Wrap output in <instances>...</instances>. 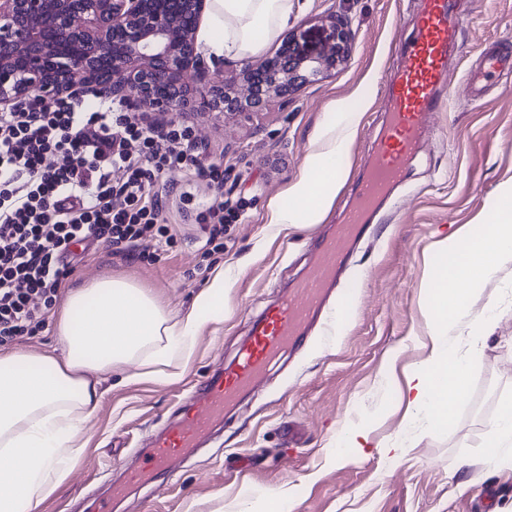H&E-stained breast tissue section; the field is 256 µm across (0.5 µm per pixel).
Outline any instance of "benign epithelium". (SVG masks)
<instances>
[{
  "instance_id": "7a95c632",
  "label": "benign epithelium",
  "mask_w": 512,
  "mask_h": 512,
  "mask_svg": "<svg viewBox=\"0 0 512 512\" xmlns=\"http://www.w3.org/2000/svg\"><path fill=\"white\" fill-rule=\"evenodd\" d=\"M207 0H0V112L23 101L107 90L160 115L242 114L342 65L350 19L332 14L335 43L271 57L215 83L197 51Z\"/></svg>"
}]
</instances>
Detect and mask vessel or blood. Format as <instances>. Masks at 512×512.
<instances>
[{
    "mask_svg": "<svg viewBox=\"0 0 512 512\" xmlns=\"http://www.w3.org/2000/svg\"><path fill=\"white\" fill-rule=\"evenodd\" d=\"M420 4L416 34L405 51V66L389 93L392 112L366 170L357 205L307 275L271 312L254 322L251 340L239 352L236 363L201 381L184 404L180 419L155 436L143 466L130 474V482L143 484L167 476L174 458L196 447L223 416L225 406L287 351L318 308L344 259L346 244L363 228L368 210L387 193L415 155L426 120L440 108L439 85L461 29L457 0H420Z\"/></svg>",
    "mask_w": 512,
    "mask_h": 512,
    "instance_id": "1",
    "label": "vessel or blood"
}]
</instances>
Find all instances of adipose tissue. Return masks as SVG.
Masks as SVG:
<instances>
[{
	"label": "adipose tissue",
	"instance_id": "1",
	"mask_svg": "<svg viewBox=\"0 0 512 512\" xmlns=\"http://www.w3.org/2000/svg\"><path fill=\"white\" fill-rule=\"evenodd\" d=\"M303 11L297 0H210L198 31L208 59H243L279 39ZM322 127L299 176L268 203V221L304 227L321 223L350 171L343 159L363 115L344 102ZM430 279L431 354L409 378L410 418L443 430L465 396L470 365L455 356L451 333L471 321L479 285L512 263V184L500 188L482 224L441 241ZM223 270H216L185 313L170 315L136 284L103 277L67 287L57 330L60 349L39 355L0 351V512H33L64 482L85 451L84 421L99 407L101 383L138 364L144 379L169 381L190 362L204 327L224 317ZM497 318L493 307L477 316ZM486 464L512 452V401L504 403L481 442Z\"/></svg>",
	"mask_w": 512,
	"mask_h": 512
}]
</instances>
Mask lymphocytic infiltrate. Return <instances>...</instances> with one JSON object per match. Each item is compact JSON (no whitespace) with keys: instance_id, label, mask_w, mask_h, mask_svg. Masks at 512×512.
<instances>
[{"instance_id":"1","label":"lymphocytic infiltrate","mask_w":512,"mask_h":512,"mask_svg":"<svg viewBox=\"0 0 512 512\" xmlns=\"http://www.w3.org/2000/svg\"><path fill=\"white\" fill-rule=\"evenodd\" d=\"M173 169L187 174L179 202L206 247L223 250L246 202L198 201L197 177L220 183L224 171L196 152L192 126L142 124L106 94L92 112L72 95L0 112V343L40 328L83 250L102 243L134 261L139 241L168 239L154 186Z\"/></svg>"}]
</instances>
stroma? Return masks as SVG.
Segmentation results:
<instances>
[{
  "label": "stroma",
  "instance_id": "obj_1",
  "mask_svg": "<svg viewBox=\"0 0 512 512\" xmlns=\"http://www.w3.org/2000/svg\"><path fill=\"white\" fill-rule=\"evenodd\" d=\"M304 17L290 27L297 45L332 43L334 0H300ZM352 20L344 64L299 86L289 104L271 98L247 116L187 112L206 162L223 164V185L197 180L198 197L245 198L247 217L228 225L222 252L204 254L198 228L168 201L171 245L143 241L141 260L98 246L69 282L86 287L112 276L137 284L166 312L190 306L217 268L228 277L224 320L199 336L185 373L164 382L116 385L84 425L85 452L61 489L37 512H92L137 465V449L165 426L201 379L230 363L255 319L316 257L315 244L350 209L361 163L381 134L386 82L403 63L415 30V0H345ZM461 50L449 57L439 112L404 178L383 201L300 349L272 367L229 408L218 433L177 463L167 481L130 487L113 512H239L249 499L264 512L266 495L290 498L292 512H475L496 489L493 512H512V461L497 469L480 442L501 404L512 400V266L478 291L475 311L494 306L491 330L474 322L455 329V351L472 365L468 394L453 423L433 431L407 422L400 397L407 374L426 357L429 279L438 243L478 224L500 186L512 183V70L481 76L489 52L512 56V0H459ZM364 111L346 163L351 170L322 223L277 230L266 222L269 199L303 167L317 129L335 122L332 101ZM369 427L370 446L347 462L336 440ZM403 441L400 461L378 446Z\"/></svg>",
  "mask_w": 512,
  "mask_h": 512
}]
</instances>
